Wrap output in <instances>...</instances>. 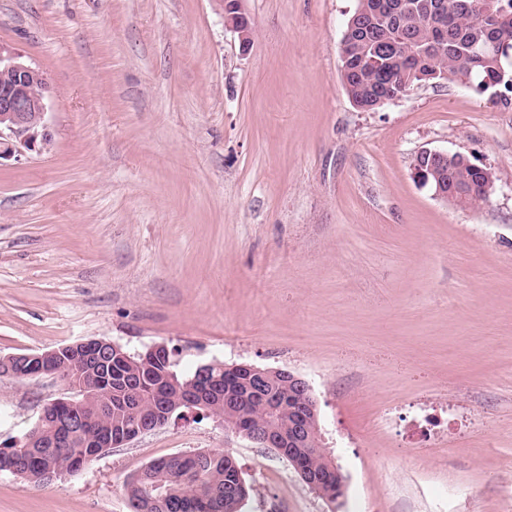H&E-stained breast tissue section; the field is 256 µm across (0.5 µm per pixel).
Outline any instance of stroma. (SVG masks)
I'll return each mask as SVG.
<instances>
[{"label": "stroma", "instance_id": "1", "mask_svg": "<svg viewBox=\"0 0 512 512\" xmlns=\"http://www.w3.org/2000/svg\"><path fill=\"white\" fill-rule=\"evenodd\" d=\"M356 4L241 0L244 50L222 0H0L51 133L0 162V356L103 337L292 371L346 477L328 502L190 417L45 485L0 473V512H133L131 477L199 449L236 456L243 512H512V107L441 79L358 109ZM424 148L489 168V201L419 186ZM62 393L0 377V445Z\"/></svg>", "mask_w": 512, "mask_h": 512}]
</instances>
